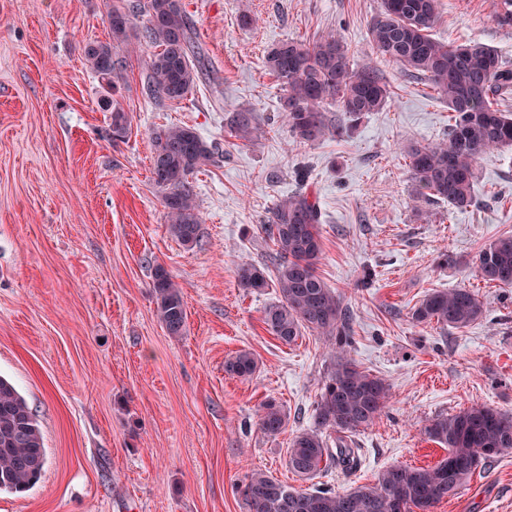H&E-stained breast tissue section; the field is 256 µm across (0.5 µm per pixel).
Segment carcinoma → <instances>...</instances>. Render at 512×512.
Returning a JSON list of instances; mask_svg holds the SVG:
<instances>
[{"instance_id":"obj_1","label":"carcinoma","mask_w":512,"mask_h":512,"mask_svg":"<svg viewBox=\"0 0 512 512\" xmlns=\"http://www.w3.org/2000/svg\"><path fill=\"white\" fill-rule=\"evenodd\" d=\"M439 0H381L368 28L376 54L398 65L401 72L428 80L453 112L448 139L436 145L414 144L407 150L411 179L418 195L457 208L473 203L472 186L478 158L512 148V114L499 109L495 97L512 91V69L481 44L454 45L432 38ZM146 23L132 33V17ZM109 40L85 46L89 70L108 89L124 82L122 52L147 45L144 89L157 106L179 101L199 79L194 62L192 26L181 0H120L107 13ZM283 94L280 109L295 141L314 143L329 133L324 109L338 102L352 121L381 111L390 89L370 63L353 66L342 38L329 33L313 43L288 40L267 55ZM112 138L125 136L128 116L111 100ZM230 136L243 142L259 138L264 128L256 113L237 109L227 119ZM151 178L163 193L168 233L186 247L199 241L202 218L188 177L213 162L217 148L191 127L160 126L152 132ZM277 246L267 272L254 265L237 268L238 285L250 291L276 288L280 300L264 310L263 322L277 339L293 342L308 328L334 342L336 367L316 405V426L297 434L288 448V468L311 479L331 466L350 470L355 450L345 435L371 426L388 408L390 384L360 369L347 357L351 316L341 296L317 273L322 252L321 212L306 192L281 199L261 225ZM474 268L487 282L512 286V236L484 245ZM152 290L160 322L171 336L183 334L186 301L181 288L161 265L154 269ZM485 302L468 288L434 290L412 313L417 323L436 321L462 331L482 319ZM254 355L241 350L228 359L225 371L252 376ZM288 423L281 405L270 400L259 413L267 436L280 434ZM337 435L329 448L326 432ZM422 433L448 449L434 466L385 469L372 486L345 493L324 488H295L263 473L252 472L237 487L250 512H433L444 500L457 497L477 468L512 450V414L475 406L425 421ZM46 453L39 424L14 385L0 377V491L22 493L39 479Z\"/></svg>"}]
</instances>
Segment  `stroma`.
I'll list each match as a JSON object with an SVG mask.
<instances>
[{
    "label": "stroma",
    "instance_id": "1",
    "mask_svg": "<svg viewBox=\"0 0 512 512\" xmlns=\"http://www.w3.org/2000/svg\"><path fill=\"white\" fill-rule=\"evenodd\" d=\"M111 3L0 0V376L26 400L46 449L40 479L0 491V512H249L236 486L251 471L342 493L375 484L387 467L446 457L422 434L426 419L473 406L512 413V288L474 268L485 244L512 236V150L478 160L466 209L415 193L407 145L441 142L453 119L430 84L374 52L368 27L380 0H182L197 85L156 106L143 88L150 48L128 54L121 140L84 60L88 43L109 38ZM498 11L499 0H440L431 35L483 44L512 67V25ZM244 12L255 19L247 28ZM330 32L355 64L375 65L391 98L343 137L299 144L264 57ZM238 108L266 119L261 138L229 135ZM171 124L221 152L191 177L203 219L191 248L169 235L150 174V133ZM299 190L323 212L317 271L351 312L348 355L392 393L387 414L353 438L358 467L310 482L289 471L288 448L314 428L336 356L309 329L278 340L262 320L276 290L236 280L239 265L268 263L275 246L260 226ZM158 264L185 297L179 337L156 316ZM458 287L482 296V320L461 331L413 321L427 293ZM240 350L253 353L255 375L225 372ZM270 399L288 415L274 437L258 428ZM434 512H512V451Z\"/></svg>",
    "mask_w": 512,
    "mask_h": 512
}]
</instances>
